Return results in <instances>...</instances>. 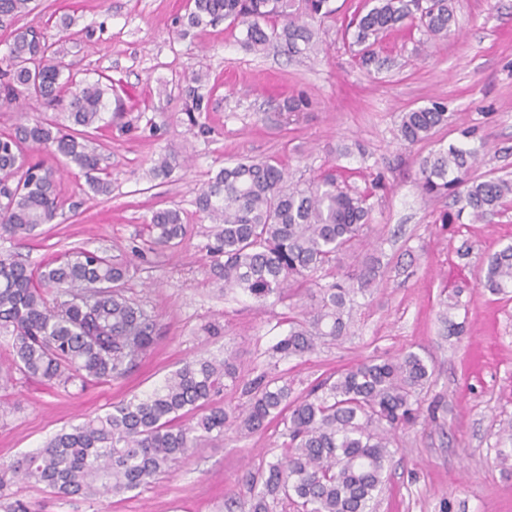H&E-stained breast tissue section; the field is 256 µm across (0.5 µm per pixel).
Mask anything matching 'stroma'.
Listing matches in <instances>:
<instances>
[{
	"mask_svg": "<svg viewBox=\"0 0 512 512\" xmlns=\"http://www.w3.org/2000/svg\"><path fill=\"white\" fill-rule=\"evenodd\" d=\"M190 0H36L21 26L58 38L52 17L72 15L66 34L76 80L111 84L109 106L93 137L111 162L112 192L93 194L65 160L45 155L58 173L65 222L34 237L2 236L0 253L30 266L66 252L103 251L132 263L127 294L156 317L158 339L123 379L85 391L23 376L0 340V466L43 448L59 430L105 414L151 391L185 362L232 357L239 371L219 401L244 407L243 386L268 371V349L286 333L290 307L257 304L223 291L210 272L209 223L194 206L198 192L221 168L240 159L276 157L293 179L309 181L342 167L348 182L368 187L382 176L372 200L370 242L382 265L375 285L358 298L347 336L318 340L314 352L281 361L277 375L294 396L356 363L420 355L432 370L418 397L416 420L396 432V452L375 512H512V292L493 294L480 279L491 254L512 245V202L474 223H441L451 199L425 196L422 158L448 148L481 147L477 173L512 180V0H455V35L430 40L420 30L388 33L380 69L353 60L352 38L324 21L319 54L288 56L245 51L227 22L179 37L175 21ZM209 73L214 91L201 134L182 110L193 73ZM304 93L308 111L289 117L286 97ZM439 101L450 115L430 140L407 144L397 136L404 112ZM177 151L186 164L153 177L158 155ZM173 206L186 218L179 244L155 249L147 220ZM459 291L462 306L447 310ZM464 322L459 336L443 318ZM284 428L247 434L236 426L202 440L190 456L152 483L125 495L60 497L12 474L0 493L32 504L35 512H248L227 508L247 476L283 453Z\"/></svg>",
	"mask_w": 512,
	"mask_h": 512,
	"instance_id": "stroma-1",
	"label": "stroma"
}]
</instances>
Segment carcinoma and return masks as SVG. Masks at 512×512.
Here are the masks:
<instances>
[{"label": "carcinoma", "instance_id": "cac0c4a2", "mask_svg": "<svg viewBox=\"0 0 512 512\" xmlns=\"http://www.w3.org/2000/svg\"><path fill=\"white\" fill-rule=\"evenodd\" d=\"M328 0H193L186 30L224 20L241 29V44L260 54L274 47L289 55L318 49L313 22L332 15ZM33 10L32 0H0V30L7 52L0 58V107L32 102L64 109L69 126L52 119L0 132V235L33 236L64 216L54 170L35 159L43 150L75 165L90 191L108 195L107 158L86 128L108 108V87L80 82L69 98L63 88L73 76L63 40H50L34 27H13ZM415 22L430 39L448 37L456 22L453 0H368L345 30H353L356 56L364 68L377 64L384 35ZM209 74H193L182 111L192 124L208 108ZM448 125L439 102L402 114L400 140L426 141ZM480 149L448 147L420 163L421 188L429 197L446 195L476 221L498 212L512 195V180L469 175ZM178 155H161L153 173L168 175ZM381 187L359 191L327 170L293 182L276 159L238 161L220 169L195 198L196 212L213 224L209 252L214 278L262 305L311 292L314 307L287 318L288 333L272 347L286 360L315 349L321 337L345 335L358 295L376 279L379 259L366 258L359 274L321 285L318 272H332L370 226V199ZM151 243L166 247L186 234L182 211H152ZM130 264L79 249L34 269L0 255V334L10 337L14 365L25 375L85 390L128 375L154 345L155 315L125 295ZM483 287L493 294L512 288V246L494 253ZM431 377L425 360L408 352L393 360L369 359L336 378L319 382L306 396L292 397L288 382L263 374L245 385L247 404L230 420L216 396L224 379H237L229 358H200L172 372L143 396H134L27 455L14 471L35 485L65 496H122L151 482L204 438L221 436L234 423L255 433L284 424L285 454L260 478L250 477L249 512H271L284 495L302 512H373L393 457L392 434L418 413V395Z\"/></svg>", "mask_w": 512, "mask_h": 512}]
</instances>
